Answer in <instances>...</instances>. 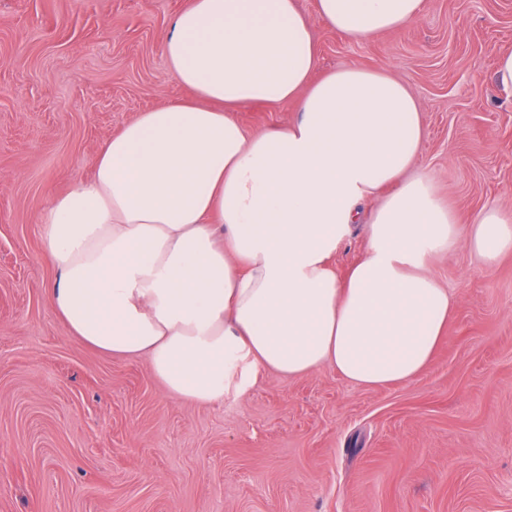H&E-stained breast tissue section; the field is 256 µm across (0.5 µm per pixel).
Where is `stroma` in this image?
Listing matches in <instances>:
<instances>
[{"label":"stroma","mask_w":512,"mask_h":512,"mask_svg":"<svg viewBox=\"0 0 512 512\" xmlns=\"http://www.w3.org/2000/svg\"><path fill=\"white\" fill-rule=\"evenodd\" d=\"M189 0H0V512H512V253L431 271L457 308L415 379L376 389L323 367L262 371L223 403L167 396L146 359L70 336L46 288L38 218L140 112L190 97L163 44ZM312 24L316 75L359 64L416 94V167L461 222L512 212V0H427L355 43ZM294 103L241 108L249 131Z\"/></svg>","instance_id":"stroma-1"}]
</instances>
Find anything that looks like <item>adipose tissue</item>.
<instances>
[{"label":"adipose tissue","mask_w":512,"mask_h":512,"mask_svg":"<svg viewBox=\"0 0 512 512\" xmlns=\"http://www.w3.org/2000/svg\"><path fill=\"white\" fill-rule=\"evenodd\" d=\"M422 9L318 0L317 11L362 41ZM163 53L193 97L127 123L40 217L48 298L69 333L146 358L168 395L203 406L261 370L327 365L361 388L420 375L456 306L432 259L462 245L495 263L512 252V214L491 206L460 224L415 171L424 127L410 86L356 64L311 80L297 0H192ZM286 100L299 116L284 127L250 133L233 117ZM356 224L368 248L341 276L332 258Z\"/></svg>","instance_id":"adipose-tissue-1"}]
</instances>
